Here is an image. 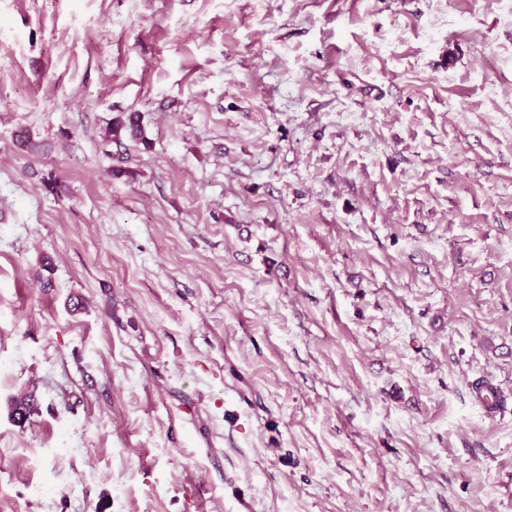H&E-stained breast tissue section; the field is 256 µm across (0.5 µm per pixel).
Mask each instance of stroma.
Instances as JSON below:
<instances>
[{
	"label": "stroma",
	"mask_w": 512,
	"mask_h": 512,
	"mask_svg": "<svg viewBox=\"0 0 512 512\" xmlns=\"http://www.w3.org/2000/svg\"><path fill=\"white\" fill-rule=\"evenodd\" d=\"M0 512H512V0H0ZM126 138L144 141L143 128L138 115L114 118L106 129L104 141L121 148ZM11 416L18 414V423L27 422L38 412V401L34 391H27L10 400Z\"/></svg>",
	"instance_id": "1"
}]
</instances>
